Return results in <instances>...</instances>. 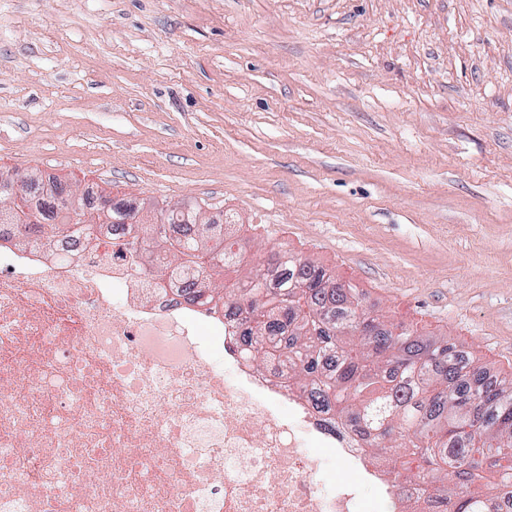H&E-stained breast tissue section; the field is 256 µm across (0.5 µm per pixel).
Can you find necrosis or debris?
Segmentation results:
<instances>
[{"instance_id":"necrosis-or-debris-1","label":"necrosis or debris","mask_w":512,"mask_h":512,"mask_svg":"<svg viewBox=\"0 0 512 512\" xmlns=\"http://www.w3.org/2000/svg\"><path fill=\"white\" fill-rule=\"evenodd\" d=\"M133 236L0 247V512H444L287 372L258 371ZM334 459L357 480L329 481Z\"/></svg>"}]
</instances>
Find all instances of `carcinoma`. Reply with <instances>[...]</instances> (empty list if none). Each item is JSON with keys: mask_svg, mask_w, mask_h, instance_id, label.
<instances>
[{"mask_svg": "<svg viewBox=\"0 0 512 512\" xmlns=\"http://www.w3.org/2000/svg\"><path fill=\"white\" fill-rule=\"evenodd\" d=\"M136 211L121 203L103 217L87 207L74 224L49 206L43 218L50 223L32 224L17 205L0 242L11 235L61 246ZM198 212L162 209L160 223L138 225L136 241L156 253L160 279L181 278L188 302L239 317L238 342L257 369L288 362V385L311 389L316 404L392 459L395 478L438 483L452 512H483L487 496L512 498V378L487 375L444 336L363 308L362 289L331 287L328 269L297 254L272 251L231 286L212 287L216 269L240 267L244 253L235 232L212 233ZM169 224H185L188 233L172 237Z\"/></svg>", "mask_w": 512, "mask_h": 512, "instance_id": "carcinoma-1", "label": "carcinoma"}]
</instances>
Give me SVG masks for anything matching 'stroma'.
Returning <instances> with one entry per match:
<instances>
[{"label":"stroma","mask_w":512,"mask_h":512,"mask_svg":"<svg viewBox=\"0 0 512 512\" xmlns=\"http://www.w3.org/2000/svg\"><path fill=\"white\" fill-rule=\"evenodd\" d=\"M0 166L224 215L512 375V0H0Z\"/></svg>","instance_id":"35a3bbf8"}]
</instances>
